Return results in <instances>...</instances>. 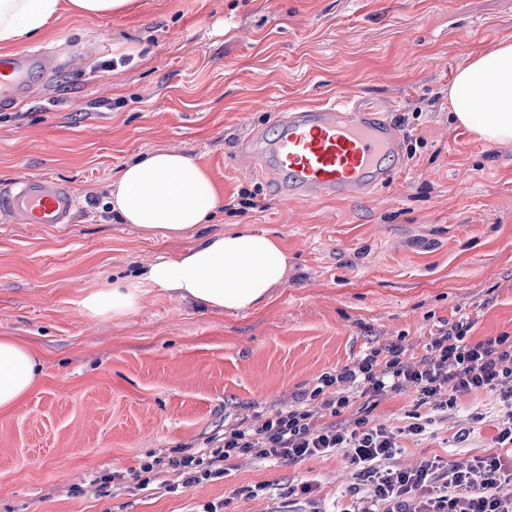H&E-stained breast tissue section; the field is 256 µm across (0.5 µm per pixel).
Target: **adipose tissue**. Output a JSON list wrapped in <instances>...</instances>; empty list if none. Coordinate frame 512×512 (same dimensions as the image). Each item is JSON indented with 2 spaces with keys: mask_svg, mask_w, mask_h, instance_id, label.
I'll use <instances>...</instances> for the list:
<instances>
[{
  "mask_svg": "<svg viewBox=\"0 0 512 512\" xmlns=\"http://www.w3.org/2000/svg\"><path fill=\"white\" fill-rule=\"evenodd\" d=\"M129 0H0V48L42 35L63 10L86 19H105ZM491 103L488 112L479 111ZM455 120L491 143L512 141V38L468 53L448 89ZM109 205L124 223L146 238L195 236L183 253L151 264L145 280L213 311L240 312L267 299L281 283L288 257L265 233L250 227L206 234L202 227L224 206L208 171L183 154L155 150L121 170L109 191ZM141 305L133 285L113 284L86 293L82 312L91 318H121ZM40 368L29 346L0 336V410L12 408L39 380Z\"/></svg>",
  "mask_w": 512,
  "mask_h": 512,
  "instance_id": "ef3b65f1",
  "label": "adipose tissue"
}]
</instances>
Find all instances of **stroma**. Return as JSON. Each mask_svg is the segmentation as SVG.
I'll return each mask as SVG.
<instances>
[{"label": "stroma", "instance_id": "obj_1", "mask_svg": "<svg viewBox=\"0 0 512 512\" xmlns=\"http://www.w3.org/2000/svg\"><path fill=\"white\" fill-rule=\"evenodd\" d=\"M512 37V0H131L111 18L66 11L17 49L64 64L0 111V189L51 177L80 200L72 223L17 224L0 213V336L24 340L42 374L0 410V512H284L288 486L314 477L328 512L348 502L343 453L286 464L229 460L226 477L182 487L174 470L146 489L126 474L149 454L219 446L224 427L293 404L324 373L371 346L408 356L441 322L469 319L477 341L512 335V142L454 122L448 88L467 53ZM129 54V64L110 68ZM395 100L405 163L374 194L291 202L241 155L254 129L338 91ZM169 149L210 174L224 209L208 232L247 224L288 256L282 284L251 310L211 312L140 284L192 236L149 240L107 203L120 168ZM257 208H249V199ZM140 284L141 308L85 317V293ZM415 394L379 400L369 419L405 426ZM485 424L455 443L468 414ZM508 415L490 392L464 394L428 433L404 437L399 466L492 451ZM120 474L115 484L99 475ZM267 494L251 497L247 488Z\"/></svg>", "mask_w": 512, "mask_h": 512}]
</instances>
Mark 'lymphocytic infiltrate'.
Returning a JSON list of instances; mask_svg holds the SVG:
<instances>
[{
  "label": "lymphocytic infiltrate",
  "instance_id": "obj_1",
  "mask_svg": "<svg viewBox=\"0 0 512 512\" xmlns=\"http://www.w3.org/2000/svg\"><path fill=\"white\" fill-rule=\"evenodd\" d=\"M468 319L439 326L417 361L394 342L370 348L335 373L318 378L296 406L259 423L244 420L224 428L222 446L164 459L143 461L134 472L138 488L147 487L161 468L182 471L186 485L222 478L225 463L248 456L259 461L293 463L345 449L356 481L342 512H512V421L497 426L495 451L461 465L441 457L423 458L410 469L396 465L400 446L394 433L371 425L367 415L342 421L357 401H373L414 389L417 407L447 411L458 394L495 392L512 409V336L469 341ZM334 386L335 397H324Z\"/></svg>",
  "mask_w": 512,
  "mask_h": 512
}]
</instances>
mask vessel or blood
<instances>
[{"label": "vessel or blood", "instance_id": "vessel-or-blood-1", "mask_svg": "<svg viewBox=\"0 0 512 512\" xmlns=\"http://www.w3.org/2000/svg\"><path fill=\"white\" fill-rule=\"evenodd\" d=\"M59 65L58 54L50 50L0 55V109H13L34 77L52 74ZM242 151L275 174L282 194L307 202L389 187L404 159L402 135L388 106L344 92L322 105L276 113ZM77 206L68 184L46 178H25L0 190V211L19 224H68Z\"/></svg>", "mask_w": 512, "mask_h": 512}]
</instances>
